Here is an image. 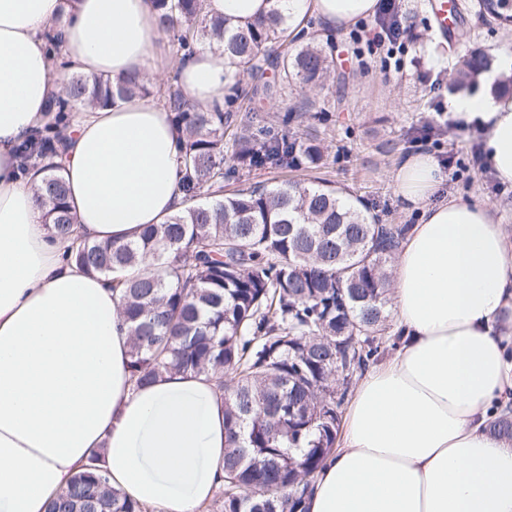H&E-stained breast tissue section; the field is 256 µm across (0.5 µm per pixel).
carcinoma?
Here are the masks:
<instances>
[{"mask_svg": "<svg viewBox=\"0 0 512 512\" xmlns=\"http://www.w3.org/2000/svg\"><path fill=\"white\" fill-rule=\"evenodd\" d=\"M158 25L178 60L205 42L236 70L224 108L194 104L180 86L162 100L179 131L184 208L136 238L76 241L70 259L120 289L130 369L138 386L177 371L209 376L224 397V477L206 512H308L311 479L336 448L342 409L357 381L386 354L391 264L410 224H384L360 199L325 181L255 183L224 195L253 171H312L324 145L292 128L301 109L281 105L296 84L341 87L323 44L300 43L273 10L233 30L204 13L203 0H154ZM479 16L512 26V0H478ZM496 58L459 57L452 86L469 89ZM46 104L52 121L19 146L22 169L44 172L38 199L60 238L74 215L59 165L58 127L85 105L108 107L154 95L143 77L114 85L70 74ZM277 111L256 126L253 104ZM493 433L512 440V402L496 409ZM101 453L53 499L49 512H148L109 484Z\"/></svg>", "mask_w": 512, "mask_h": 512, "instance_id": "cac0c4a2", "label": "carcinoma"}]
</instances>
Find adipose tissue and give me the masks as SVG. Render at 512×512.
Returning a JSON list of instances; mask_svg holds the SVG:
<instances>
[{"mask_svg":"<svg viewBox=\"0 0 512 512\" xmlns=\"http://www.w3.org/2000/svg\"><path fill=\"white\" fill-rule=\"evenodd\" d=\"M378 0H205L208 14L249 26L280 9L321 36L374 14ZM62 0H0V512H46L95 450L113 487L156 512H198L223 476L224 400L204 375L168 373L135 387L118 296L68 261L44 222L16 148L43 126L55 75L120 81L150 75L160 31L152 0H75L58 53L43 37ZM196 104L223 105L235 71L205 50L177 65ZM512 55L449 99L476 122L499 180L512 183V98L493 94ZM56 163L78 236L126 242L177 212V134L153 99L89 107L64 130ZM437 159L398 160L396 193L420 220L393 267L403 345L354 389L334 453L313 477L309 512H512V442L487 430L512 389L502 342L512 335V236L498 209L449 196Z\"/></svg>","mask_w":512,"mask_h":512,"instance_id":"ef3b65f1","label":"adipose tissue"}]
</instances>
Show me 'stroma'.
<instances>
[{
    "instance_id": "1",
    "label": "stroma",
    "mask_w": 512,
    "mask_h": 512,
    "mask_svg": "<svg viewBox=\"0 0 512 512\" xmlns=\"http://www.w3.org/2000/svg\"><path fill=\"white\" fill-rule=\"evenodd\" d=\"M447 32L436 26L434 0H400L406 33L400 68L382 70L380 54L369 51L376 22L366 18L337 34L331 46L338 70L350 79L325 123L299 125L330 147L325 168L301 173L302 181L324 178L336 188L364 198L388 224H415L419 215L402 209L395 193L394 168L405 154L430 149L440 162L454 161L459 179L444 181L441 190L470 202L497 205L512 236V183L501 182L491 168L473 166L470 148L481 144L476 125L445 128V116L433 108L432 83H445L458 58L472 49L494 56L512 55V29L485 23L477 16V0H454ZM434 135H427L428 127Z\"/></svg>"
}]
</instances>
